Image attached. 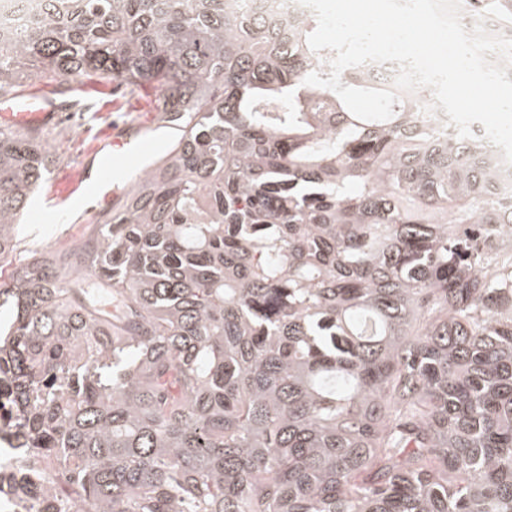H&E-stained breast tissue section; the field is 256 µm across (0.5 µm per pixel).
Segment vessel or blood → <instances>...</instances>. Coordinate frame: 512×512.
Returning a JSON list of instances; mask_svg holds the SVG:
<instances>
[{
  "label": "vessel or blood",
  "mask_w": 512,
  "mask_h": 512,
  "mask_svg": "<svg viewBox=\"0 0 512 512\" xmlns=\"http://www.w3.org/2000/svg\"><path fill=\"white\" fill-rule=\"evenodd\" d=\"M52 117L48 96L27 92L0 97L2 129L44 126ZM157 129V124L149 123L140 132L112 137L108 149L82 165L78 186L86 215L111 205L121 191L129 159L145 156L149 136Z\"/></svg>",
  "instance_id": "b4317fda"
}]
</instances>
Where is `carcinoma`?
<instances>
[{
    "label": "carcinoma",
    "instance_id": "cac0c4a2",
    "mask_svg": "<svg viewBox=\"0 0 512 512\" xmlns=\"http://www.w3.org/2000/svg\"><path fill=\"white\" fill-rule=\"evenodd\" d=\"M40 2L0 38V95L106 75L175 130L104 223L0 287V390L72 512H512L499 157L419 101L361 121L303 84L336 56L313 14ZM48 165L0 130V258Z\"/></svg>",
    "mask_w": 512,
    "mask_h": 512
}]
</instances>
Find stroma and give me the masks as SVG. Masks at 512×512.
Wrapping results in <instances>:
<instances>
[{"label": "stroma", "mask_w": 512, "mask_h": 512, "mask_svg": "<svg viewBox=\"0 0 512 512\" xmlns=\"http://www.w3.org/2000/svg\"><path fill=\"white\" fill-rule=\"evenodd\" d=\"M55 102L78 99L86 104L83 112H57L45 130V142L53 158L51 172L17 229L14 249L0 261V277L10 278L16 267L40 257L63 244L79 241L92 228L91 223L57 224L53 218L76 184L83 159L110 134L113 127L148 123L152 113L143 92L117 89L108 77L67 80Z\"/></svg>", "instance_id": "35a3bbf8"}]
</instances>
